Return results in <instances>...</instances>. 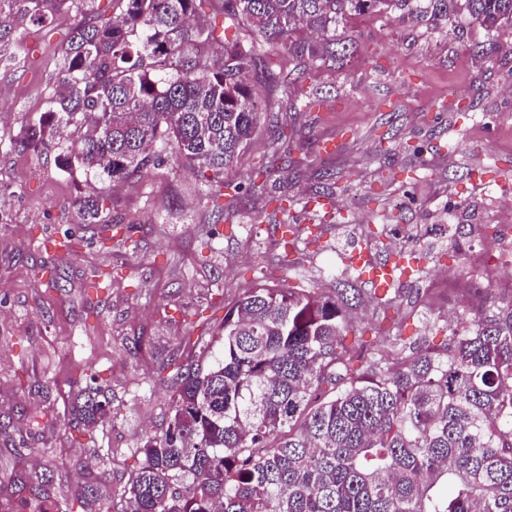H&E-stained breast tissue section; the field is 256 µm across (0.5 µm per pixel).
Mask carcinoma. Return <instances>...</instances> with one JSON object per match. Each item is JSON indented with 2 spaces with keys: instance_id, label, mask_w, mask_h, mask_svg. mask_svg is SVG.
Instances as JSON below:
<instances>
[{
  "instance_id": "obj_1",
  "label": "carcinoma",
  "mask_w": 512,
  "mask_h": 512,
  "mask_svg": "<svg viewBox=\"0 0 512 512\" xmlns=\"http://www.w3.org/2000/svg\"><path fill=\"white\" fill-rule=\"evenodd\" d=\"M63 0H0V61L11 37L44 26ZM113 19L88 15L62 49L61 92L28 118L19 146L54 151L70 177L102 186L77 199L100 224L111 185L173 160L214 189L251 143L266 104L248 61L273 48L304 62H344L336 28L352 15H414L430 25L462 15L492 57L512 34V0H224L249 38L196 23L197 0H116ZM222 38L219 64L198 48ZM69 128L79 144L59 137ZM348 289L324 296L270 275L224 314L222 348L202 329L199 359L173 364L169 421L149 436L120 502L88 484L82 512H512V305L463 316L443 352L400 343L354 367ZM100 388L78 392L69 427L112 418ZM48 489L19 497L16 512H46Z\"/></svg>"
}]
</instances>
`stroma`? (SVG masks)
Segmentation results:
<instances>
[{
  "label": "stroma",
  "mask_w": 512,
  "mask_h": 512,
  "mask_svg": "<svg viewBox=\"0 0 512 512\" xmlns=\"http://www.w3.org/2000/svg\"><path fill=\"white\" fill-rule=\"evenodd\" d=\"M69 0L43 27L10 42L0 65V512L20 489L47 478L51 500L74 504L88 476L120 499L146 436L165 431L171 361L194 356L192 337L216 331L245 288L276 272L288 284L356 289L353 324L362 343L394 353L397 338L445 349L449 315L512 304V270L486 266L512 202V37L495 56H474L484 32L466 19L430 28L410 18L352 17L338 39L356 43L341 65L286 80L279 57L260 89L267 119L226 180L223 216L200 204L207 185L173 161L113 190L112 231L82 223L75 206L86 183L60 174L53 154L18 141L27 117L56 88L60 52L83 17ZM317 94L312 111L300 100ZM293 139H274L270 119ZM333 142L323 151L324 142ZM288 169L253 192L252 171L269 156ZM336 207L313 203L327 180ZM299 232L292 251L285 228ZM72 235L73 252L44 248ZM364 248L379 260L420 254L412 281L395 284L400 313L385 320L372 284L345 263ZM118 271L110 290L85 288L94 272ZM60 285L47 288L49 275ZM385 335H374L379 324ZM76 365L99 373L112 418L85 437L70 430L66 380Z\"/></svg>",
  "instance_id": "1"
}]
</instances>
